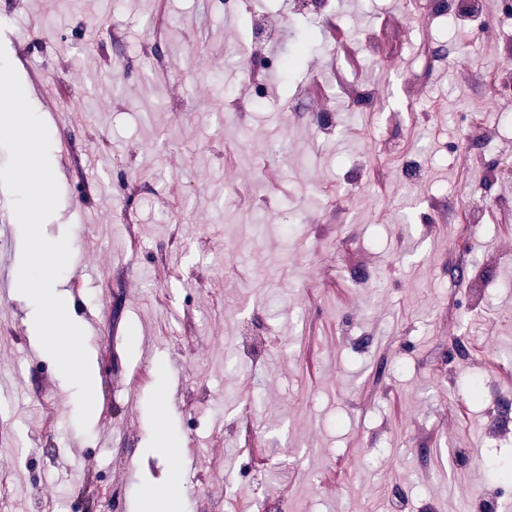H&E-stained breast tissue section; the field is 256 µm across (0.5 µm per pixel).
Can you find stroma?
Segmentation results:
<instances>
[{
    "label": "stroma",
    "instance_id": "1",
    "mask_svg": "<svg viewBox=\"0 0 512 512\" xmlns=\"http://www.w3.org/2000/svg\"><path fill=\"white\" fill-rule=\"evenodd\" d=\"M408 5L0 0L22 85L55 87L28 94L34 110L85 104L72 130L49 127L70 166L43 232L70 240L62 279L76 313L98 318L86 347L101 382L80 429L74 388L11 295L21 231L0 188V375L13 379L0 389V491L38 498V512H100L75 494L94 476L112 512H129L175 467L181 512L220 495L224 512H394L396 490L407 512H472L497 483L488 459L512 466V444L487 432L496 408L467 390L476 377L512 390V26L505 0H488L482 26L443 24L438 0L412 19ZM272 15L280 37L256 52L294 57L293 70L225 66ZM156 21L162 70L123 77L113 37L136 56ZM488 94L467 133L464 113ZM299 95L332 129L287 115ZM132 182L165 195H129ZM228 336L259 343L229 353ZM248 406L242 452L230 425ZM164 434L177 466L154 450ZM36 443L52 455L19 453Z\"/></svg>",
    "mask_w": 512,
    "mask_h": 512
}]
</instances>
